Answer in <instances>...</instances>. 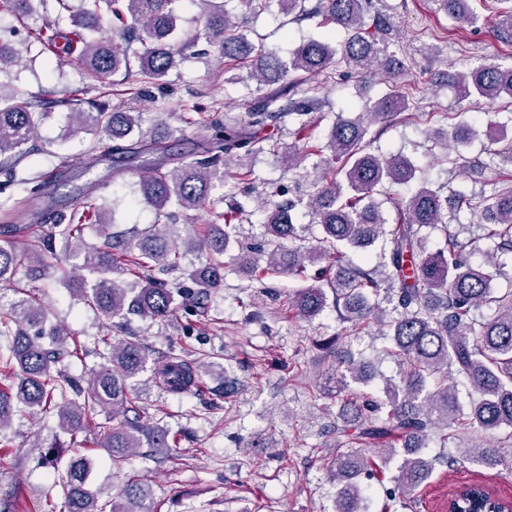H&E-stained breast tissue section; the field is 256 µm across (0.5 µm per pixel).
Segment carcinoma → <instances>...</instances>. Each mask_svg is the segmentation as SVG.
<instances>
[{
    "instance_id": "1",
    "label": "carcinoma",
    "mask_w": 512,
    "mask_h": 512,
    "mask_svg": "<svg viewBox=\"0 0 512 512\" xmlns=\"http://www.w3.org/2000/svg\"><path fill=\"white\" fill-rule=\"evenodd\" d=\"M178 0H82L79 10L69 15L70 27L62 30L54 21L33 33L43 50L59 61L72 56L84 66L88 78L100 87L110 78L130 72L129 44L140 43L137 78L157 83L176 67L190 43L177 32ZM205 5L203 34L225 65L247 68L258 84L284 82L282 88L262 98L249 112L245 124L224 121L213 115L206 122L208 136L195 158L171 170L152 168L141 175L138 186L142 201L162 214L175 201L186 210L214 206L212 191L248 179L250 169L226 167L224 163L241 155L265 151L256 133L289 117L298 121L291 131L294 143L281 151L285 166L293 169L311 155L324 159L325 176L313 182L296 200L259 207L263 216L266 250H246L236 271L262 279L269 273H286L303 282L289 299V309L302 320H313L326 307L332 293L342 320L352 326L371 322L385 329L395 353L404 365L399 382H386V399H363L343 406L336 437L349 428L355 439L371 449L338 452L334 461L336 512H363L361 488L353 479L377 478L379 464L401 456L398 474L390 496L409 500L435 470L439 458L425 451V441L441 431L454 429L468 442L457 446V455L445 463L453 467L463 461L497 464L494 435L512 438V277L498 291L490 287L493 274H502L498 254H512V189L474 200L462 192L457 200L472 210L483 224L486 237L495 241L496 251L485 255V262L474 266L464 258L471 242L459 240L444 221L448 199L425 184L416 186L396 205L393 222L383 216L375 195L385 186L402 185L414 179L416 167L402 155L385 156L371 152L366 139L371 125L393 119L411 109L410 92L397 88L379 98L354 119L338 117L324 145L309 144L302 116L318 105V99H287L312 75L327 72L339 61L350 72L366 79L379 72L397 82L405 68L399 62L385 64L391 31L389 19L370 14L372 0H319L315 13L328 24L351 32L341 45L330 40H309L288 58L263 47L253 46L240 30L239 22L227 12H215ZM437 9L468 24L475 18L470 0H433ZM32 0H0V11L25 15ZM460 97L489 101L504 96L512 99V65L484 63L457 75ZM89 87L71 89L54 104L70 109L74 133L106 137L107 150L136 159L152 150L144 137L139 115L118 112L108 100H93L95 112L78 108ZM36 103L0 89V169L10 175L17 165L36 150L39 119L32 108ZM493 168L512 169V143L491 152ZM303 207L316 219L320 235L317 245L304 251L287 249L285 240L298 237L297 208ZM103 223V213L94 205L70 214L67 223L55 215L43 217L42 224L29 233L26 250L0 244V282L25 267L39 276L50 267L56 240L62 239L84 251L82 268L97 274L84 300L111 321L164 320L178 308L179 301L192 300L203 308L212 294L224 287V255L228 233L212 224L200 236L175 235L168 224H148L138 231L128 252L118 255L121 242L104 238L102 246L84 249V226ZM426 228H438L447 248L425 252ZM374 253L379 266L348 262V251ZM189 251L207 254L208 262L194 270L191 280L196 289L179 288L155 276L171 273ZM327 262L332 276L321 282L308 269ZM8 312L0 313V337L9 340L0 349V374L10 383L0 386V434L22 413L32 417L55 414L59 427L71 437L83 432L85 420L112 407L116 424L106 428L97 447L106 449L113 465L121 467L143 445L168 448V434L141 421L139 410L130 406L135 394L130 379L149 369L163 388L173 394L190 392L198 384L194 360L184 354L168 353L155 358L153 351L134 337L113 344L108 338L105 363L81 381L61 373L59 364L74 355L68 333L47 324L43 307L23 288L15 289ZM386 293L395 300L396 315L385 316L370 298ZM495 307L489 321L475 325L474 311ZM455 369L458 382L448 383V370ZM478 394L468 408L458 400L457 384ZM96 458L83 454L72 460L62 480L64 512H144V502L152 496L148 484L130 477L115 502L99 503L87 490Z\"/></svg>"
}]
</instances>
